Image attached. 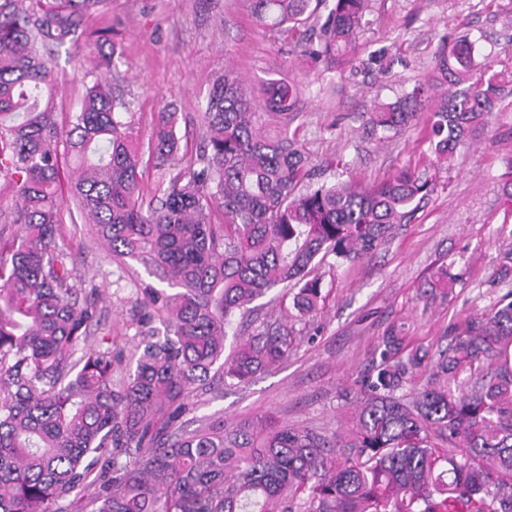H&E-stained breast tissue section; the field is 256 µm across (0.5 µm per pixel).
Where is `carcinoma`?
<instances>
[{
  "label": "carcinoma",
  "instance_id": "cac0c4a2",
  "mask_svg": "<svg viewBox=\"0 0 512 512\" xmlns=\"http://www.w3.org/2000/svg\"><path fill=\"white\" fill-rule=\"evenodd\" d=\"M89 2L0 0V178L20 220L0 235V512H512V292L449 328L437 365L446 384L411 400L397 392L427 353L402 358V337L384 336L340 432L190 418L194 385L246 382L293 346L288 323L274 322L224 358L236 313L288 284L296 317L318 311L316 260L353 262L398 235L436 171L512 93V71L476 62L465 38L442 45L434 77L373 102L363 131L381 142L427 114L423 168L363 187L310 181L299 82L260 81L258 104L227 68L195 158L146 204L143 155L159 167L177 159L176 107L142 144L94 75L116 67L113 51L90 54L79 110L54 112L45 49L83 35ZM250 2L256 23L295 36L292 52L320 74L353 64L369 0ZM67 195L114 261H140L161 282L138 283L128 350L104 339L81 349L101 309L74 288L57 245ZM492 282L512 283V241ZM432 430L452 451H436Z\"/></svg>",
  "mask_w": 512,
  "mask_h": 512
}]
</instances>
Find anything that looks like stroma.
Instances as JSON below:
<instances>
[{
	"mask_svg": "<svg viewBox=\"0 0 512 512\" xmlns=\"http://www.w3.org/2000/svg\"><path fill=\"white\" fill-rule=\"evenodd\" d=\"M362 52L387 48L395 62L386 72L335 73L328 92H317L315 75L289 52L285 35L258 26L247 0H97L85 20L88 31L108 29L120 57L112 82L129 103L141 139H148L159 112L175 103L178 134L187 165L200 142L198 116L213 75L230 67L251 85L271 76L309 83L302 101L301 139L325 182L377 183L421 163L426 128L417 124L389 142L361 141L372 100L394 101L403 88L429 78L441 42L471 33L496 69L512 70V0H370ZM56 61L59 112L74 111L84 92L89 46H51ZM512 158V95L477 125L465 145L439 173L428 204L392 241L352 263L327 258L315 269L322 300L312 316L292 321L295 342L288 359L246 383L193 390L197 418L225 425L267 418L281 424L342 428L354 412L351 393L375 372L381 340L390 330L403 336L402 353L424 349V367L403 386L406 397L433 379L448 327L493 306L507 291L490 283L498 247L512 234V204L502 195L500 174ZM75 263V287L95 290L101 325L89 339L136 340L131 306L146 266L120 265L93 234L74 202L64 205L58 240ZM452 264L459 280L434 288V271ZM294 288L277 287L236 315L227 330L232 354L246 326L283 319L293 311Z\"/></svg>",
	"mask_w": 512,
	"mask_h": 512,
	"instance_id": "stroma-1",
	"label": "stroma"
}]
</instances>
